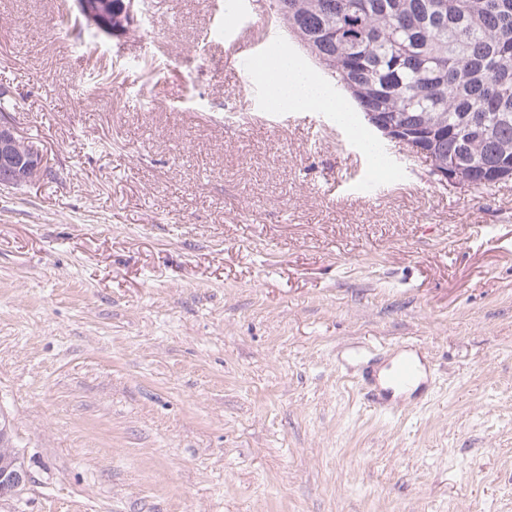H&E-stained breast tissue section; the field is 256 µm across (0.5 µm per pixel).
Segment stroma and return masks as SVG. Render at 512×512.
I'll return each mask as SVG.
<instances>
[{
	"instance_id": "35a3bbf8",
	"label": "stroma",
	"mask_w": 512,
	"mask_h": 512,
	"mask_svg": "<svg viewBox=\"0 0 512 512\" xmlns=\"http://www.w3.org/2000/svg\"><path fill=\"white\" fill-rule=\"evenodd\" d=\"M135 34L0 0V98L44 156L0 188V512H512V181L479 192L269 106V0H147ZM110 72L90 84V70ZM430 401L365 407L382 347ZM379 353L372 357L362 368L361 374L354 380L360 395L375 412H403L407 408H417L428 403V394L416 401H405L393 398L396 391H406L414 387L421 379L423 373L433 374L434 368L422 361L416 348H404L392 357L387 363L388 372L385 378V387L379 380L378 360ZM30 474L19 450L15 449V456L9 462H0V495L4 497H15L19 495L29 484Z\"/></svg>"
}]
</instances>
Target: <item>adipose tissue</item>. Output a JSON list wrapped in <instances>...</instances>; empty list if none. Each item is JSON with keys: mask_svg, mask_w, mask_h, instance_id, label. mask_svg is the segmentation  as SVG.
<instances>
[{"mask_svg": "<svg viewBox=\"0 0 512 512\" xmlns=\"http://www.w3.org/2000/svg\"><path fill=\"white\" fill-rule=\"evenodd\" d=\"M256 73L265 84L273 106L298 111L314 108L335 115L350 110L331 85L315 79L287 49H277L272 61L259 64Z\"/></svg>", "mask_w": 512, "mask_h": 512, "instance_id": "obj_1", "label": "adipose tissue"}]
</instances>
